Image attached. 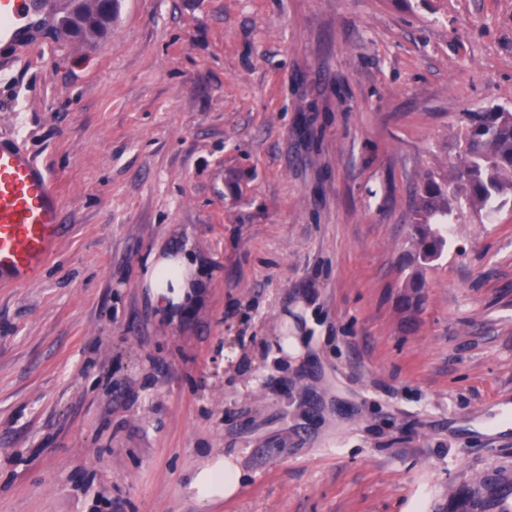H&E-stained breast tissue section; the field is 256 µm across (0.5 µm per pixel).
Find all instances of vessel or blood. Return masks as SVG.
I'll use <instances>...</instances> for the list:
<instances>
[{
  "instance_id": "1",
  "label": "vessel or blood",
  "mask_w": 512,
  "mask_h": 512,
  "mask_svg": "<svg viewBox=\"0 0 512 512\" xmlns=\"http://www.w3.org/2000/svg\"><path fill=\"white\" fill-rule=\"evenodd\" d=\"M67 0H0V42L32 40ZM62 206L48 170L23 144L0 140V283L36 281L61 239ZM467 512H512V472H489L470 490Z\"/></svg>"
}]
</instances>
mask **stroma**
<instances>
[{"instance_id":"35a3bbf8","label":"stroma","mask_w":512,"mask_h":512,"mask_svg":"<svg viewBox=\"0 0 512 512\" xmlns=\"http://www.w3.org/2000/svg\"><path fill=\"white\" fill-rule=\"evenodd\" d=\"M0 51V138L59 188L40 279L0 284V512H454L512 470V204L410 274L421 175L512 108V0H119ZM190 249L172 318L143 286ZM304 354L291 359L284 340ZM235 454L237 495L191 487ZM109 9L104 10L103 5L98 0H83L84 10L92 16L93 14L104 15L105 21L98 24H91L88 27H71L72 20L66 14L61 20L62 27L74 37L86 38L87 36L102 38L105 37L112 28V19L115 17L117 0H109ZM198 263L186 249L156 253L150 259L144 287L150 289L154 303L169 313L195 302L205 288Z\"/></svg>"}]
</instances>
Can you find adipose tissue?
Returning a JSON list of instances; mask_svg holds the SVG:
<instances>
[{
    "label": "adipose tissue",
    "instance_id": "adipose-tissue-1",
    "mask_svg": "<svg viewBox=\"0 0 512 512\" xmlns=\"http://www.w3.org/2000/svg\"><path fill=\"white\" fill-rule=\"evenodd\" d=\"M154 303L163 310H180L195 302L204 286L193 255L184 251L156 253L144 277ZM193 485L202 503L213 497H234L240 488V467L234 456H224L198 471Z\"/></svg>",
    "mask_w": 512,
    "mask_h": 512
}]
</instances>
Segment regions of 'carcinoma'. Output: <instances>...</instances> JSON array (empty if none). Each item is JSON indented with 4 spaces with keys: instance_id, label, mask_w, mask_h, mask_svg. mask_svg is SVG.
Wrapping results in <instances>:
<instances>
[{
    "instance_id": "obj_1",
    "label": "carcinoma",
    "mask_w": 512,
    "mask_h": 512,
    "mask_svg": "<svg viewBox=\"0 0 512 512\" xmlns=\"http://www.w3.org/2000/svg\"><path fill=\"white\" fill-rule=\"evenodd\" d=\"M116 4L117 0H109L106 10L98 0H83L88 14L102 15L105 21L74 28L66 15L61 25L74 37L102 38L112 28ZM453 182L470 205L486 215L497 213L512 198V111L496 105L468 113L457 167L450 174L434 170L424 173L414 206L413 252L409 255L414 273L407 283L410 292L403 297L406 308L413 302L412 292L421 287L422 268L437 260L447 245L454 215V193L449 191Z\"/></svg>"
}]
</instances>
